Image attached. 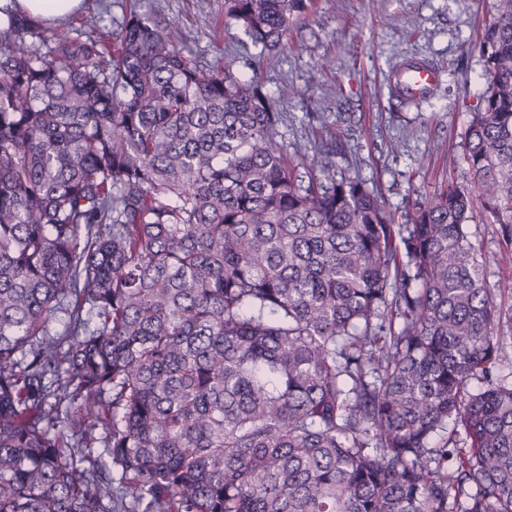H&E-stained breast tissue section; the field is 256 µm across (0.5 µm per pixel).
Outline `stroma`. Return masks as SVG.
Instances as JSON below:
<instances>
[{"label": "stroma", "mask_w": 512, "mask_h": 512, "mask_svg": "<svg viewBox=\"0 0 512 512\" xmlns=\"http://www.w3.org/2000/svg\"><path fill=\"white\" fill-rule=\"evenodd\" d=\"M487 0H315L304 23L291 28L271 67L264 51L224 15V0H84L74 16L40 23L45 38L86 34V16L102 14L113 27L130 10H149L173 22L186 53L217 64L256 66L265 91L276 96L293 83L301 98L278 102L279 132L289 154L312 157L324 128H339L333 159L342 175L373 189L385 211L400 214L447 179L467 185L461 137L485 89L479 55H463L475 40ZM440 74L433 94L403 104L390 78L410 59ZM486 264V284L512 320V268L499 265L498 225L467 226Z\"/></svg>", "instance_id": "obj_1"}]
</instances>
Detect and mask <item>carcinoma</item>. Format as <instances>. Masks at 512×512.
<instances>
[{"label":"carcinoma","instance_id":"cac0c4a2","mask_svg":"<svg viewBox=\"0 0 512 512\" xmlns=\"http://www.w3.org/2000/svg\"><path fill=\"white\" fill-rule=\"evenodd\" d=\"M273 51L313 0H224ZM0 31V512H512V0L477 41L469 184L396 224L278 141L257 75L133 11ZM453 424L461 444L439 433ZM469 239L478 250L479 260L486 263V284L500 305L505 325L512 323V268L497 264L503 248L499 225L482 223L479 217L468 224ZM511 319V321H510Z\"/></svg>","mask_w":512,"mask_h":512}]
</instances>
